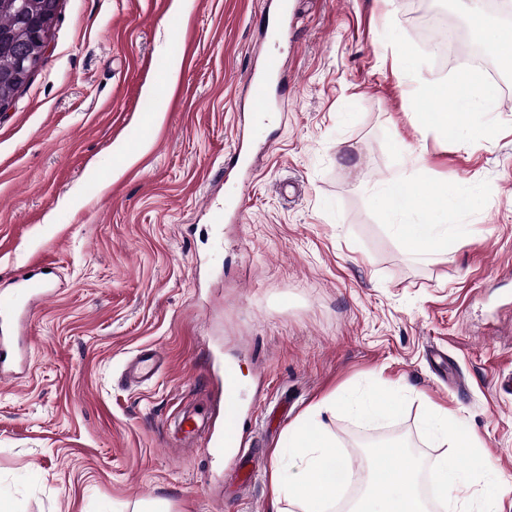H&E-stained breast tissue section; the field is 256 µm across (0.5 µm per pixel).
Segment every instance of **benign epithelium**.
Wrapping results in <instances>:
<instances>
[{
	"instance_id": "1",
	"label": "benign epithelium",
	"mask_w": 512,
	"mask_h": 512,
	"mask_svg": "<svg viewBox=\"0 0 512 512\" xmlns=\"http://www.w3.org/2000/svg\"><path fill=\"white\" fill-rule=\"evenodd\" d=\"M33 5L34 15L26 27V35L18 41L11 62L3 64L0 69L10 72L15 82L25 84L40 62L44 53L49 29L58 14L60 0H29Z\"/></svg>"
}]
</instances>
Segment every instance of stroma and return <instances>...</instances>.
Returning <instances> with one entry per match:
<instances>
[{
  "mask_svg": "<svg viewBox=\"0 0 512 512\" xmlns=\"http://www.w3.org/2000/svg\"><path fill=\"white\" fill-rule=\"evenodd\" d=\"M290 41L267 0H61L40 67L0 112V290L34 261L54 293L25 327L30 368L0 382V501L14 512H274L271 474L287 431L342 391L395 392L396 419L325 415L351 456L355 497L376 467L371 443L400 442L423 465L424 423L453 415L460 466L488 474L512 512V71L458 133L425 127L411 105L439 65L422 12L469 24V0H288ZM412 53L401 69L394 44ZM277 56L286 82L274 121L252 113L248 78ZM178 62L175 86L164 80ZM165 118L137 163L150 108ZM271 147L244 172L236 131ZM409 176L466 192L448 211V257L400 247L373 188ZM213 198L225 216L201 211ZM250 218L231 223L236 209ZM161 351L159 373L127 385L126 362ZM235 371L246 423L209 455L181 442L180 408L201 403L224 428ZM262 461L254 486L236 455Z\"/></svg>",
  "mask_w": 512,
  "mask_h": 512,
  "instance_id": "obj_1",
  "label": "stroma"
}]
</instances>
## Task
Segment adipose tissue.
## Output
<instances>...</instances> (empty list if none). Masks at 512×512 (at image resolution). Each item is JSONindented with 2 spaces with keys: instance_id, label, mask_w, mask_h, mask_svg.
<instances>
[{
  "instance_id": "1",
  "label": "adipose tissue",
  "mask_w": 512,
  "mask_h": 512,
  "mask_svg": "<svg viewBox=\"0 0 512 512\" xmlns=\"http://www.w3.org/2000/svg\"><path fill=\"white\" fill-rule=\"evenodd\" d=\"M497 95L496 87L478 72L461 74L455 81L426 82L413 99L416 111L427 124L446 133L455 132L465 114L489 106ZM376 198L384 211L396 217L392 229L402 249L421 259L433 260L448 253V227L445 222H411L420 211H444L449 202L470 206L468 194L432 195L422 183L409 177L382 184ZM344 409L361 422L372 424L394 417L400 403L392 394L376 391L356 396L342 392L314 405L307 416L290 426L283 446L289 459H298L297 470L287 461L279 462L273 475L275 503H288L301 512H332L344 495L349 478V458L337 451L336 438L324 427L321 416ZM371 458H395V466L376 474L351 503L349 512H429L420 490L421 463L403 444L392 443L370 449Z\"/></svg>"
}]
</instances>
